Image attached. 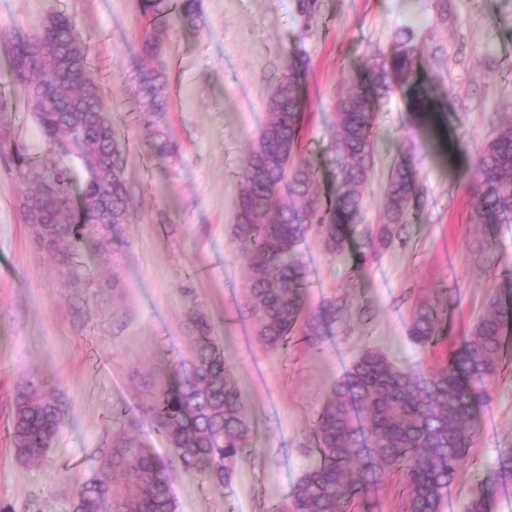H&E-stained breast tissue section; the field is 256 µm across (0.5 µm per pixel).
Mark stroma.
I'll return each instance as SVG.
<instances>
[{
  "instance_id": "35a3bbf8",
  "label": "stroma",
  "mask_w": 512,
  "mask_h": 512,
  "mask_svg": "<svg viewBox=\"0 0 512 512\" xmlns=\"http://www.w3.org/2000/svg\"><path fill=\"white\" fill-rule=\"evenodd\" d=\"M196 25L166 43L169 107L162 115L179 146L152 160L134 112L143 22L135 0H0V32L34 33L57 12L71 14L92 47V75L126 144L132 193L126 243L85 252L77 272L60 274L41 252L19 208L22 183L0 160V505L8 512H69L80 487L112 451L121 430L167 454L143 411L149 388L189 368L190 311L207 320L242 392L252 426L251 455L230 484L175 467L178 512H273L314 458V407L366 349L428 377L447 344L410 338L411 312L448 293V332L485 313L490 293L512 279V222L492 235L470 221L475 161L512 122V0H201ZM428 50L416 94L393 86L374 112L371 173L353 226L361 239L380 222L392 167L415 165L419 193L402 243L380 249L364 269L317 237L301 247L308 304L345 298L352 310L316 344L294 338L270 350L255 337L246 306L248 252L232 237L248 153L267 120L266 101L289 57L309 63L301 155L321 196L334 193L341 157L336 103L351 81L389 52L401 28ZM55 391L65 412L56 445L38 466L19 462L8 425L14 392L31 373ZM479 436L448 494L464 512L472 491L512 448V372L482 410Z\"/></svg>"
}]
</instances>
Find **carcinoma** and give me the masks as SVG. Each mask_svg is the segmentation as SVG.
I'll use <instances>...</instances> for the list:
<instances>
[{"label": "carcinoma", "mask_w": 512, "mask_h": 512, "mask_svg": "<svg viewBox=\"0 0 512 512\" xmlns=\"http://www.w3.org/2000/svg\"><path fill=\"white\" fill-rule=\"evenodd\" d=\"M145 20L141 51L151 64L136 76L137 122L144 147L158 161L177 156L178 145L160 115L167 111L165 42L177 28L200 19L199 0H136ZM11 79L34 119L41 144L30 150L5 135L0 157L17 170L21 195L32 201L25 221L38 224L41 248L64 274L86 250L109 253L125 244L130 194L124 175L125 146L105 111L91 76L92 48L76 19L59 12L38 33L6 35ZM425 47L401 31L394 48L336 104V140L342 164L336 192L322 198L315 174L296 161L304 121L301 61H290L267 99L268 118L249 151L232 224L233 238L249 246L245 301L258 340L267 348L288 346L296 335L316 343L345 319L344 300L308 307V270L299 247L316 235L324 247L345 250L348 225L360 213L359 187L368 179L373 154V112L378 93L414 84ZM477 189L470 220L490 228L512 220V124L501 127L476 160ZM85 175L78 195L72 194ZM418 193L411 162L388 175L380 224L357 246L361 270L382 247L394 244ZM448 302L420 303L412 312V338L424 347L448 340V359L422 382L375 349L366 350L322 398L316 410L315 460L276 512H354L355 502L375 489L382 474L400 478L403 512H441L460 464L481 427L505 365V337L512 327V295L489 296L486 313L466 332L445 337ZM193 379L173 373L154 385L145 412L170 449L167 457L141 447L126 433L113 437L112 452L70 504V512H176L173 466L200 472L213 483L232 480L238 458L252 452L251 426L242 393L224 364V351L209 324L191 316ZM64 422L55 392L36 375L16 392L8 433L16 457L37 465L55 444ZM127 477L114 494L117 476ZM512 482V448L501 454L465 506L495 512L501 488Z\"/></svg>", "instance_id": "obj_1"}]
</instances>
